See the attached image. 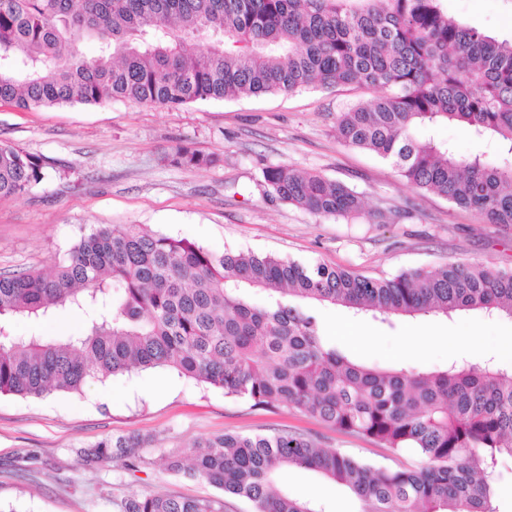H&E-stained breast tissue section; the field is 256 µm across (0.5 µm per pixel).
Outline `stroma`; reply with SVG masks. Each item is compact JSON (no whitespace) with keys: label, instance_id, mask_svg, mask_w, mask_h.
Returning a JSON list of instances; mask_svg holds the SVG:
<instances>
[{"label":"stroma","instance_id":"stroma-1","mask_svg":"<svg viewBox=\"0 0 512 512\" xmlns=\"http://www.w3.org/2000/svg\"><path fill=\"white\" fill-rule=\"evenodd\" d=\"M465 26L512 41V0H442ZM358 84L311 87L294 93L197 102L178 110L114 100L21 110L0 104V141L46 159L44 180L25 195L0 198V273L47 270L99 224H140L188 238L211 251H252L373 277L482 261L512 269V228L486 225L473 212L420 191L390 162L345 145L336 134L340 112L369 103ZM185 145L215 156L214 165H170L172 148ZM288 165L314 171L360 193L385 224L319 218L273 197L265 168ZM324 330L352 358L382 366L435 369L455 359H498L497 338L512 333V318L480 310L443 316H400L386 321L322 308ZM440 335L408 344L412 327ZM84 328L82 314L59 310L35 322L17 317V336L61 339ZM478 336L472 350H453L455 337ZM299 429L323 445L376 464L392 458L373 442L336 432L305 414L253 407L223 389L168 368L135 370L88 381L78 392L40 398L0 395V512H121L134 494L217 495L200 479L170 471L168 458L227 431L269 434ZM135 433L146 438L138 471L87 470L78 449ZM279 483L324 512H357L340 486L300 468Z\"/></svg>","mask_w":512,"mask_h":512}]
</instances>
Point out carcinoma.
I'll list each match as a JSON object with an SVG mask.
<instances>
[{
  "label": "carcinoma",
  "instance_id": "obj_1",
  "mask_svg": "<svg viewBox=\"0 0 512 512\" xmlns=\"http://www.w3.org/2000/svg\"><path fill=\"white\" fill-rule=\"evenodd\" d=\"M96 43L90 58L73 48ZM214 36L208 51L196 41ZM360 83L378 92L341 113L350 147L392 163L495 227L512 226V42L457 22L441 0H0V102L24 110L112 100L186 104ZM467 128L497 149L458 154L436 130ZM177 166L212 155L177 146ZM46 161L0 143V197L27 193ZM263 177L279 200L323 218L382 224L347 185L277 165ZM311 304L372 317L484 310L512 318V271L446 263L391 278L251 252L215 253L137 224L91 229L49 273L0 275V393L40 397L90 379L166 367L245 397L288 406L374 442L394 465L321 445L310 433L224 432L171 471L252 502L254 512H320L277 484L290 467L349 491L358 512H497L494 472L512 458V366L452 361L426 371L351 358L324 334ZM87 316L66 340L15 336L10 319ZM145 440L103 439L81 464L133 471ZM122 512H224V498L145 493Z\"/></svg>",
  "mask_w": 512,
  "mask_h": 512
}]
</instances>
